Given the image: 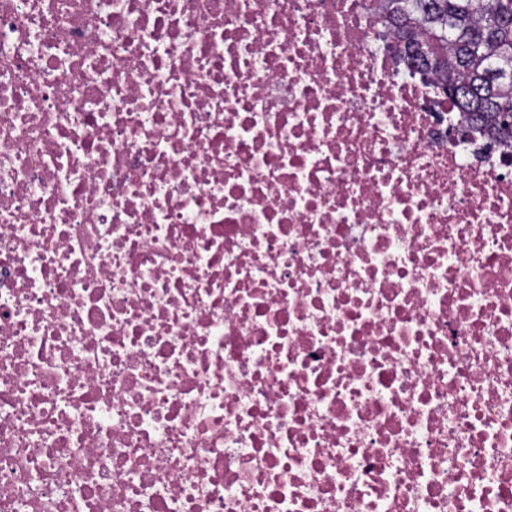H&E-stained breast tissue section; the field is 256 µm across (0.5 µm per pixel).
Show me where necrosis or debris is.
<instances>
[{
	"instance_id": "necrosis-or-debris-1",
	"label": "necrosis or debris",
	"mask_w": 512,
	"mask_h": 512,
	"mask_svg": "<svg viewBox=\"0 0 512 512\" xmlns=\"http://www.w3.org/2000/svg\"><path fill=\"white\" fill-rule=\"evenodd\" d=\"M363 0H0V512H512V141Z\"/></svg>"
}]
</instances>
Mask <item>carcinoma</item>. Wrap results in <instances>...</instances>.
<instances>
[{"mask_svg":"<svg viewBox=\"0 0 512 512\" xmlns=\"http://www.w3.org/2000/svg\"><path fill=\"white\" fill-rule=\"evenodd\" d=\"M404 42L401 59L432 72L456 107L496 137L512 135V0H366Z\"/></svg>","mask_w":512,"mask_h":512,"instance_id":"1","label":"carcinoma"}]
</instances>
